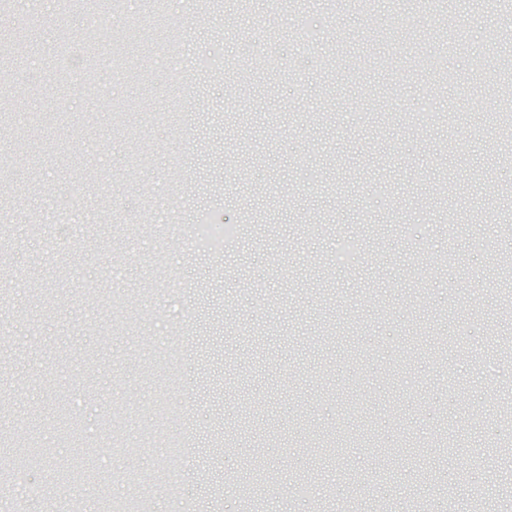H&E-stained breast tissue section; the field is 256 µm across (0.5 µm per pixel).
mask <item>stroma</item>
<instances>
[{
  "instance_id": "1",
  "label": "stroma",
  "mask_w": 512,
  "mask_h": 512,
  "mask_svg": "<svg viewBox=\"0 0 512 512\" xmlns=\"http://www.w3.org/2000/svg\"><path fill=\"white\" fill-rule=\"evenodd\" d=\"M200 2L209 24L172 0L175 58L145 0L98 5L93 40L91 14L62 24L49 0L5 20L26 48L0 82V431L48 454L21 470L0 446V476L34 512L129 493L153 512H512V168L473 178L505 150L499 0H449L464 39L418 47L439 24L404 0L377 35L345 0H253L259 28ZM118 51L94 93L61 81L62 58ZM363 218L381 231L350 279L336 241ZM256 443L247 503L224 480L249 481Z\"/></svg>"
}]
</instances>
